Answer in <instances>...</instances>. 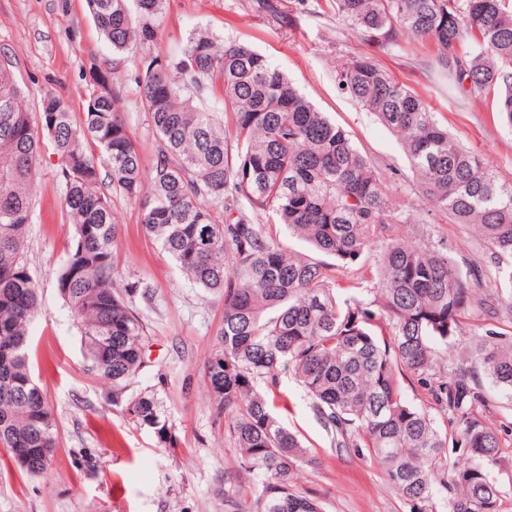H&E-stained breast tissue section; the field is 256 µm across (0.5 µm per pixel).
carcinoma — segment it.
<instances>
[{"label":"carcinoma","instance_id":"cac0c4a2","mask_svg":"<svg viewBox=\"0 0 512 512\" xmlns=\"http://www.w3.org/2000/svg\"><path fill=\"white\" fill-rule=\"evenodd\" d=\"M164 0H88L112 46V70L142 51L136 94L159 141L143 178L136 141L110 73L93 65L84 118L48 90L28 111L17 63L0 61V448L30 475L48 470L58 422L32 371L27 336L38 306L24 253L41 139L50 141L74 224L59 293L80 334L89 375L112 388L105 401L174 444L157 398L130 393L144 366L146 326L114 279L118 225L101 189L135 204L146 231L195 285L224 295L219 346L203 377L238 469L254 486L253 512H324L297 489L307 448L257 390L292 370L338 448H365L383 464L410 512H503L489 474L504 427L483 419L491 391L512 403V340L469 333L475 289L491 293L489 316L512 309V185L461 146L406 86L368 59L336 74L338 88L371 112L402 144L422 193L470 226L495 254V271L462 270L423 238L412 243L409 200L390 190L348 133L318 111L251 47L217 45L193 33L177 57L150 52ZM360 36L387 48L400 35L434 42L448 83L492 99L512 128V0H333ZM210 96L224 114L194 100ZM93 144L96 157L87 151ZM274 220L335 263L313 260L267 236ZM380 245L372 287L336 294V271ZM469 335L448 367L439 347ZM416 379L426 406L407 398ZM436 415H431V411Z\"/></svg>","mask_w":512,"mask_h":512}]
</instances>
